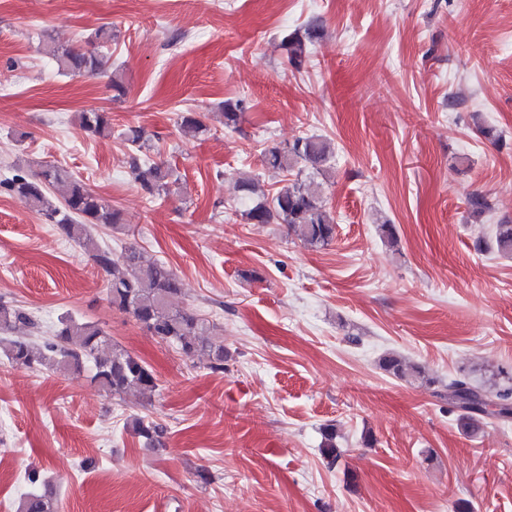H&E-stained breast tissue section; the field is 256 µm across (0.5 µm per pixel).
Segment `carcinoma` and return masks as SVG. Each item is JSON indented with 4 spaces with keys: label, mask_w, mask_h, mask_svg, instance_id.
Listing matches in <instances>:
<instances>
[{
    "label": "carcinoma",
    "mask_w": 512,
    "mask_h": 512,
    "mask_svg": "<svg viewBox=\"0 0 512 512\" xmlns=\"http://www.w3.org/2000/svg\"><path fill=\"white\" fill-rule=\"evenodd\" d=\"M319 37L315 22L286 34L282 46L288 63L298 69L308 57L310 46ZM59 71L97 74L105 66V56L98 49H64L53 53ZM80 126L94 135L112 132L106 112L85 111L78 116ZM181 128L193 138L209 132L208 126L194 115L181 117ZM329 161V147L317 136L296 138L284 148L273 147L265 152L266 167L283 175V185L271 193L257 192L255 182L244 178L238 182L241 193V217L249 224H285L304 243L312 247L329 244L335 235V218L327 209L321 183H307L290 179L294 168L304 163L311 174L323 175ZM135 180L150 195L168 193L173 173L155 164L132 162ZM7 187L22 203L42 213L49 221L78 243L94 264L110 275L107 298L112 307L125 312L160 342L173 345L186 355L200 354L207 358L208 368L214 372L224 370V345L217 336L216 324L192 311L174 309L173 299L181 296L180 278L163 263H145L135 247L120 256L102 246L91 233L95 226L109 227L119 223V212L65 167L47 163L29 177L15 175ZM469 213L480 217L490 210L484 195L474 192L466 200ZM495 245L502 254L512 255V224L495 227ZM22 324L38 330V324L26 310L17 305L0 303V357L17 366L32 370L47 369L65 373L78 371L84 360L94 363L92 380L103 390L112 393L135 392L142 397L153 396L157 379L153 371L139 358L118 346L100 325L91 320L64 316L48 336L18 339L9 335ZM380 367L394 377L412 383L420 381L428 386L438 383L420 365L406 360L394 352L380 358ZM448 403L461 411L459 421L468 432L480 429L481 420L489 417H512V376L489 386L473 382L468 376L448 378ZM136 435L148 442L159 438L161 424L143 417L133 416L126 422ZM325 442L322 455L333 465L343 455L336 445V429H324ZM17 512H57L52 497L46 492L33 490L20 499Z\"/></svg>",
    "instance_id": "cac0c4a2"
}]
</instances>
